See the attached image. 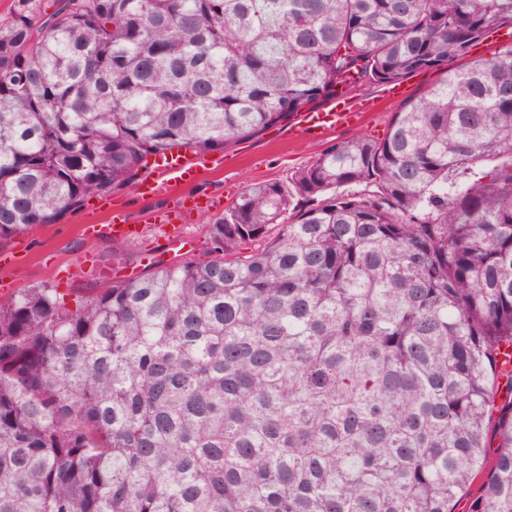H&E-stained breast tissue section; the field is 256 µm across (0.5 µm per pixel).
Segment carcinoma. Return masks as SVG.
<instances>
[{
    "label": "carcinoma",
    "instance_id": "carcinoma-1",
    "mask_svg": "<svg viewBox=\"0 0 512 512\" xmlns=\"http://www.w3.org/2000/svg\"><path fill=\"white\" fill-rule=\"evenodd\" d=\"M15 0L0 243L147 158L222 149L340 85L442 75L206 249L0 296V512H512V0Z\"/></svg>",
    "mask_w": 512,
    "mask_h": 512
}]
</instances>
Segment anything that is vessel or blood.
I'll use <instances>...</instances> for the list:
<instances>
[{"mask_svg": "<svg viewBox=\"0 0 512 512\" xmlns=\"http://www.w3.org/2000/svg\"><path fill=\"white\" fill-rule=\"evenodd\" d=\"M374 108L372 99L340 96L321 109L294 114L292 135L301 139L319 136L331 129L352 128L361 122L365 113L373 111ZM210 162L220 166L224 160L218 157L210 161L202 157L194 163L184 153L175 151L152 157L150 166L170 181L188 183L196 180L199 167ZM84 232L90 238L106 235L117 242H130L141 234L139 226L127 223L120 211L112 213L109 223L85 225Z\"/></svg>", "mask_w": 512, "mask_h": 512, "instance_id": "vessel-or-blood-1", "label": "vessel or blood"}]
</instances>
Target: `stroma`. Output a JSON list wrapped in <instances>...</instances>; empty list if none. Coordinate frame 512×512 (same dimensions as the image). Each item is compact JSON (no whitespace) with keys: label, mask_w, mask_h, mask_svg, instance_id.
I'll use <instances>...</instances> for the list:
<instances>
[{"label":"stroma","mask_w":512,"mask_h":512,"mask_svg":"<svg viewBox=\"0 0 512 512\" xmlns=\"http://www.w3.org/2000/svg\"><path fill=\"white\" fill-rule=\"evenodd\" d=\"M358 94L378 98L379 111L371 113L359 129L334 130L318 139H289L287 124H279L261 134L228 145L224 157L230 165L201 169L197 179L189 184L164 188L159 195L144 196L139 191L120 190L107 196L89 198L82 209L71 211L43 225L29 236H19L9 243L10 248L26 257L25 263L5 271L0 279L10 283L12 290L28 288L56 281L59 271L71 270V287L88 286V270L82 264L84 256L108 258L113 241L108 237L89 239L81 234L85 224H104L113 209H121L128 223L139 225L141 237L128 243L131 251H148L161 256L165 241L171 232L169 226L153 222L152 217L171 207L176 197L190 199L202 196L221 197L223 204H231L252 184L286 179L294 171L308 165L314 157L330 145L348 139L355 133L375 138L383 137L400 102L387 96L383 85H363Z\"/></svg>","instance_id":"1"}]
</instances>
